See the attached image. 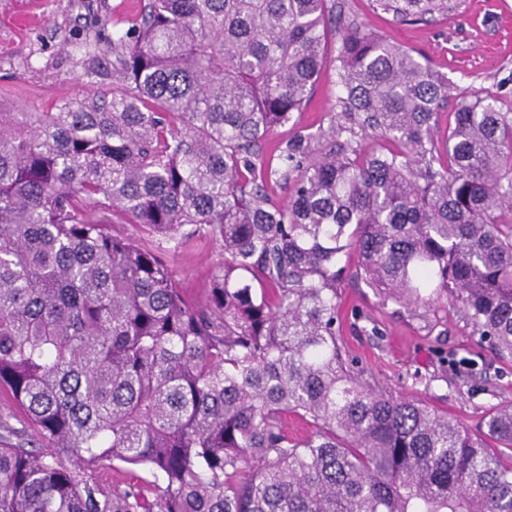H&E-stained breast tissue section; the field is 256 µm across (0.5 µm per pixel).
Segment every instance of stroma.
Wrapping results in <instances>:
<instances>
[{
	"label": "stroma",
	"mask_w": 512,
	"mask_h": 512,
	"mask_svg": "<svg viewBox=\"0 0 512 512\" xmlns=\"http://www.w3.org/2000/svg\"><path fill=\"white\" fill-rule=\"evenodd\" d=\"M144 0H0V109L50 112L61 99L108 93L112 83L87 76L77 42L88 35L111 39L101 19L134 18ZM360 23L411 50L450 84L497 95L512 106V0H461L456 12L429 22L399 24L375 0H345ZM338 93L336 68L320 72L303 111L266 142L327 126ZM224 258L218 241L198 239L168 260L185 295L203 298L211 273ZM336 326L356 368L386 390L421 399L468 428L485 412L512 407V358L474 335L452 302L407 308L382 302L374 289L346 277L338 290Z\"/></svg>",
	"instance_id": "35a3bbf8"
}]
</instances>
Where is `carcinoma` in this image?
Listing matches in <instances>:
<instances>
[{"label":"carcinoma","instance_id":"obj_1","mask_svg":"<svg viewBox=\"0 0 512 512\" xmlns=\"http://www.w3.org/2000/svg\"><path fill=\"white\" fill-rule=\"evenodd\" d=\"M109 23L80 47L112 95L0 111V390L25 424L0 420V512H512V409L469 431L336 332L354 255L382 302L445 298L512 357V110L461 93L435 137L448 80L339 0H147ZM328 61V127L265 158ZM199 236L224 260L193 302L165 253ZM116 462L159 473L155 498L107 493Z\"/></svg>","mask_w":512,"mask_h":512}]
</instances>
